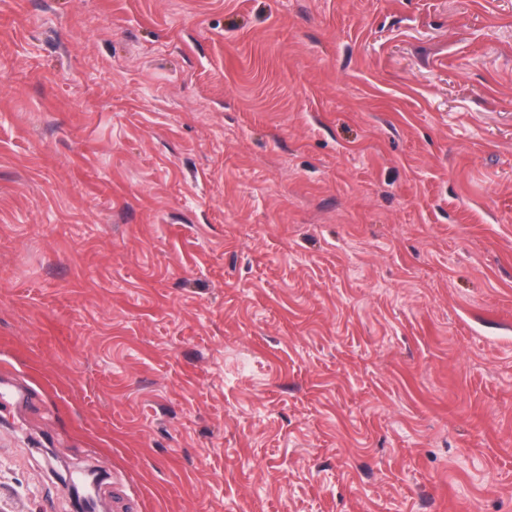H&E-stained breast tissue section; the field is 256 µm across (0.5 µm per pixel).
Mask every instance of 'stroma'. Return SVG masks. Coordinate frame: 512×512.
<instances>
[{
  "mask_svg": "<svg viewBox=\"0 0 512 512\" xmlns=\"http://www.w3.org/2000/svg\"><path fill=\"white\" fill-rule=\"evenodd\" d=\"M0 512H512V0H0Z\"/></svg>",
  "mask_w": 512,
  "mask_h": 512,
  "instance_id": "35a3bbf8",
  "label": "stroma"
}]
</instances>
